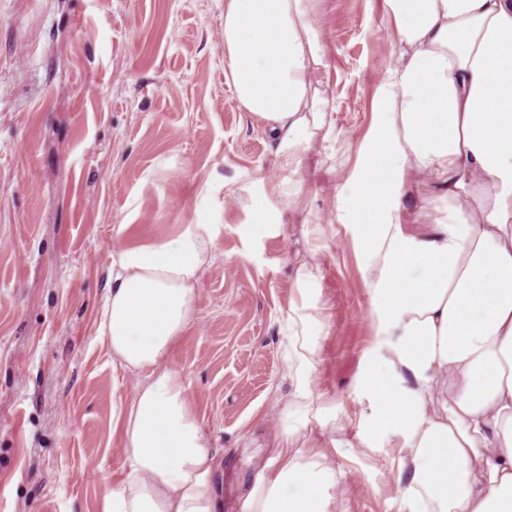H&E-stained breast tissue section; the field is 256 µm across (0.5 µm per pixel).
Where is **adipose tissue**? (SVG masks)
Returning a JSON list of instances; mask_svg holds the SVG:
<instances>
[{
    "label": "adipose tissue",
    "instance_id": "1",
    "mask_svg": "<svg viewBox=\"0 0 512 512\" xmlns=\"http://www.w3.org/2000/svg\"><path fill=\"white\" fill-rule=\"evenodd\" d=\"M315 3L224 0V79L284 172L328 125L313 82L326 57ZM384 5L394 62L338 218L354 231L369 319L391 338L364 375L358 445L394 440L405 512H512V0ZM422 181L446 186L448 221L409 233L404 200ZM256 183L245 200L254 224L284 230L285 181ZM214 258L209 224L112 251L97 334L137 384L119 417L127 473L104 479L98 512L222 508L211 436L168 363ZM292 322L303 341L282 372L301 380L318 361L304 337L322 322ZM265 455L241 512H328L321 489L335 469L299 462L284 433Z\"/></svg>",
    "mask_w": 512,
    "mask_h": 512
}]
</instances>
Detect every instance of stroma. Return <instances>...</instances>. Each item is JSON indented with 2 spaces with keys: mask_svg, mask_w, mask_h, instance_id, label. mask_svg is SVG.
I'll list each match as a JSON object with an SVG mask.
<instances>
[{
  "mask_svg": "<svg viewBox=\"0 0 512 512\" xmlns=\"http://www.w3.org/2000/svg\"><path fill=\"white\" fill-rule=\"evenodd\" d=\"M318 13L327 56L314 85L331 93V130L288 173L296 203L278 234L224 199L272 166L265 129L224 81V0H0V512H95L103 476L125 475L115 422L136 379L96 331L110 255L181 224L215 227L169 362L211 436L222 512H239L285 425L300 461L335 468L331 512H399L389 442L355 445L380 338L336 221L390 62L384 0H320ZM304 261L317 277L305 297ZM295 308L326 324L305 387L280 375ZM306 387L327 428L308 420Z\"/></svg>",
  "mask_w": 512,
  "mask_h": 512,
  "instance_id": "1",
  "label": "stroma"
}]
</instances>
